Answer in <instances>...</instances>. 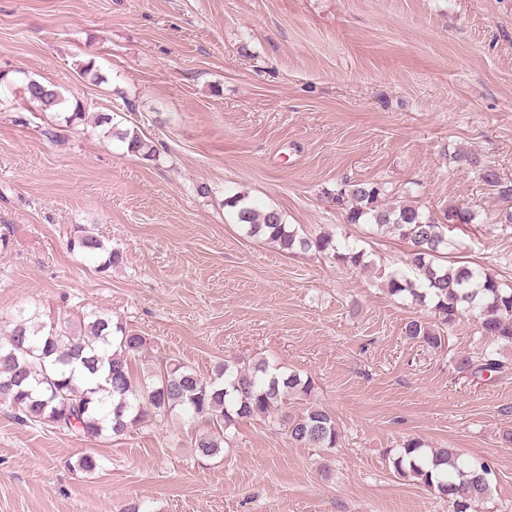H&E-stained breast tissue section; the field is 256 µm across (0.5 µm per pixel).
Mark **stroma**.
Instances as JSON below:
<instances>
[{
	"label": "stroma",
	"mask_w": 512,
	"mask_h": 512,
	"mask_svg": "<svg viewBox=\"0 0 512 512\" xmlns=\"http://www.w3.org/2000/svg\"><path fill=\"white\" fill-rule=\"evenodd\" d=\"M88 62L100 82L80 77ZM27 76L66 111L139 127L159 158L41 112ZM459 149L512 181V0H0V341L22 309L75 328L104 311L146 338L135 375L271 358L313 377L310 401L341 434L322 452L247 421L203 464L177 418L91 443L0 405V512H448L385 456L413 437L488 459L482 512H512V371L456 370L488 344L469 316L442 350L406 340L421 310L381 278L405 245L326 198L350 179L437 217L467 204L477 218L453 231L455 257L512 283V231L494 226L478 174L451 163ZM237 192L307 235L348 234L373 267L248 236L224 205ZM79 224L122 265L100 273L70 251ZM89 451L98 470H74Z\"/></svg>",
	"instance_id": "35a3bbf8"
}]
</instances>
